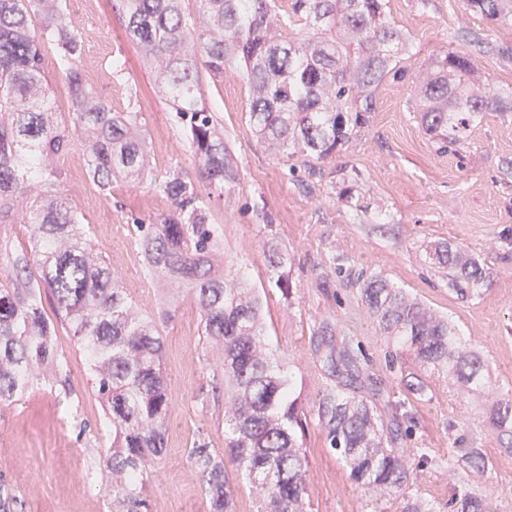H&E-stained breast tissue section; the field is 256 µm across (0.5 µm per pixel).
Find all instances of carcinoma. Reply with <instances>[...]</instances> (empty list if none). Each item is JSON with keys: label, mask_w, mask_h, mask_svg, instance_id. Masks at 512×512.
Instances as JSON below:
<instances>
[{"label": "carcinoma", "mask_w": 512, "mask_h": 512, "mask_svg": "<svg viewBox=\"0 0 512 512\" xmlns=\"http://www.w3.org/2000/svg\"><path fill=\"white\" fill-rule=\"evenodd\" d=\"M125 33L184 122L197 162L194 174L175 170L156 184L172 203L169 214L134 221L147 279L161 287L159 318L129 297L127 288L81 237L79 216L56 190V161L80 133L89 171L106 191L112 178H151L149 147L137 112H114L84 80L78 66L80 35L69 25L63 0H0V224L21 217L29 249H0V407L20 401L34 380L61 366L53 323L42 291L67 321L86 358L112 443L105 455L104 491L112 512H148L147 482L164 456L172 402L162 371L160 321L191 300L206 343L218 354L230 435L225 456L210 443L192 442L211 512H235L224 467L229 457L251 479L259 512H306L309 463L304 447L308 410L292 364L266 347L263 297L247 287L235 264L224 261V228L212 222L199 183L238 180L215 113L204 104V77L220 79L237 67L248 89L246 119L257 139L286 157L330 161L366 127L379 87L401 82L407 70L398 52L408 36L390 17V0H199L190 18L183 0H122ZM467 9L512 23V0H465ZM61 49L73 103L72 124L61 126L45 108L47 81L41 39ZM465 53L446 48L414 77L415 108L439 149L454 154L491 112H512V90L473 89ZM433 260L448 270V285L467 299L489 278L485 263L464 248L441 242ZM362 300L389 339L388 365L399 369L406 398L364 367L346 341L324 327L314 341L321 369L339 390L315 409L330 447L371 499L370 512L401 499L402 512H434L413 493L412 475L428 462L425 448L405 447L402 422L411 421L409 397L426 396V377L444 375L467 392L485 389L483 356L449 319L410 298L390 279L371 274ZM492 425L512 438V395L493 396ZM468 467L485 473L480 448H466ZM448 512H492L487 499L464 488Z\"/></svg>", "instance_id": "obj_1"}]
</instances>
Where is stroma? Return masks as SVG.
I'll use <instances>...</instances> for the list:
<instances>
[{"label":"stroma","instance_id":"1","mask_svg":"<svg viewBox=\"0 0 512 512\" xmlns=\"http://www.w3.org/2000/svg\"><path fill=\"white\" fill-rule=\"evenodd\" d=\"M391 15L414 40L402 63L417 74L436 51H464L482 83L512 86V24L469 13L463 0H391ZM81 37L79 66L94 91L116 112H139L149 143L153 179L191 169L184 126L170 112L150 67L124 35L121 0H100L95 13L67 8ZM478 34L470 42L468 33ZM49 86L46 106L70 123L72 104L55 43L42 47ZM411 83L380 86L377 107L335 162L311 163L271 153L245 119L247 89L235 70L210 81L205 101L215 112L239 170L223 191L203 189L215 223L224 227V253L242 264L248 283L265 288V339L296 362L306 407H316L336 382L313 354L318 328L330 324L350 338L384 387L397 385L387 362L388 341L362 303V273L379 272L470 336L489 368L497 393H512V121L491 115L475 128L461 154L440 152L412 112ZM61 189L76 205L96 252L143 311H158L159 291L143 273L132 226L168 214L171 203L151 182H93L86 155L73 145L60 157ZM467 247L493 275L480 296L459 299L431 260L435 244ZM284 263L270 268L268 247ZM288 274L292 293L269 282ZM63 354L62 382L36 388L0 411V494L18 512H112L100 489L102 451L112 441L87 365L66 322L56 321ZM199 316L183 302L163 332V367L173 413L166 453L145 489L149 512H210L199 474L188 458L193 439L224 448V394L213 389L207 367L213 352L199 339ZM428 400L413 403L408 447L425 448L429 461L415 487L435 512L463 485L491 495L495 512H512V439L498 437L489 407H476L438 375L428 380ZM476 441L491 467L472 475L460 461L456 439ZM304 448L309 457V512H368L359 488L317 419H309Z\"/></svg>","mask_w":512,"mask_h":512}]
</instances>
